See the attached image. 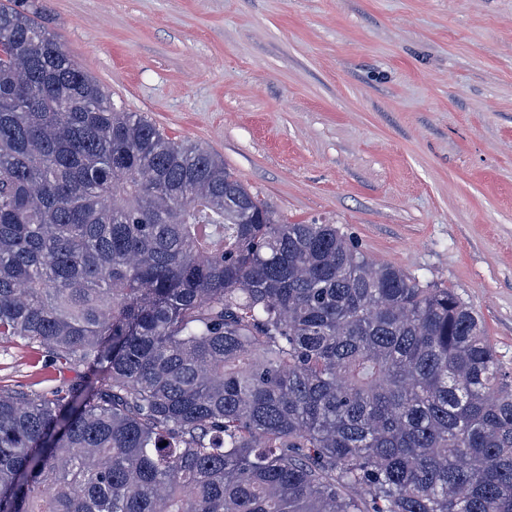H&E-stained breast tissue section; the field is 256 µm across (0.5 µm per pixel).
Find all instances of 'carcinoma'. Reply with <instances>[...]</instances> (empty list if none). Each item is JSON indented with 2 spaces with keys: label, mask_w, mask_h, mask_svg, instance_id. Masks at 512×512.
<instances>
[{
  "label": "carcinoma",
  "mask_w": 512,
  "mask_h": 512,
  "mask_svg": "<svg viewBox=\"0 0 512 512\" xmlns=\"http://www.w3.org/2000/svg\"><path fill=\"white\" fill-rule=\"evenodd\" d=\"M0 0V512H512V373L481 317L286 224L115 107ZM47 349L19 340L0 341V386L29 395L65 387L77 371L62 368Z\"/></svg>",
  "instance_id": "1"
}]
</instances>
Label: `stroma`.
Instances as JSON below:
<instances>
[{
    "instance_id": "35a3bbf8",
    "label": "stroma",
    "mask_w": 512,
    "mask_h": 512,
    "mask_svg": "<svg viewBox=\"0 0 512 512\" xmlns=\"http://www.w3.org/2000/svg\"><path fill=\"white\" fill-rule=\"evenodd\" d=\"M112 103L288 223L453 291L512 371V0H43ZM75 370L0 341V387Z\"/></svg>"
}]
</instances>
